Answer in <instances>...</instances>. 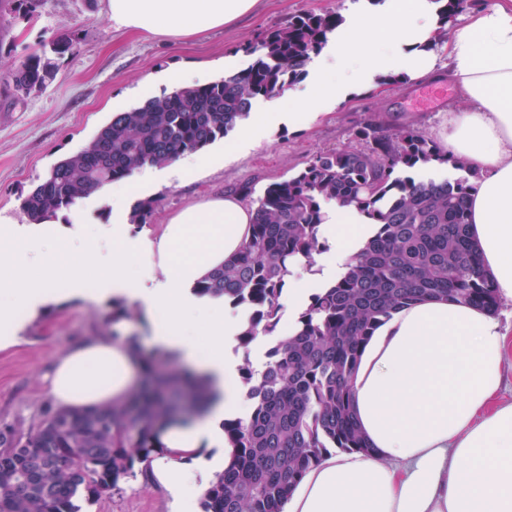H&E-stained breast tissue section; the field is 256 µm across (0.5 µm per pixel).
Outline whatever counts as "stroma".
I'll return each mask as SVG.
<instances>
[{
  "label": "stroma",
  "instance_id": "stroma-1",
  "mask_svg": "<svg viewBox=\"0 0 512 512\" xmlns=\"http://www.w3.org/2000/svg\"><path fill=\"white\" fill-rule=\"evenodd\" d=\"M354 2L262 0L255 13L235 24L178 39L115 30L103 11V0H48L34 23L8 16L0 28V214L17 224L27 223L23 198L58 160L82 150L111 120L113 99L125 98L130 106H137L132 92L145 78L204 67L213 79H220L226 73L225 60H233L238 71L253 62L252 49L270 28L303 11H335L347 18ZM59 38L73 40L74 50L55 59V75L47 89L18 94L10 78L12 66L40 42ZM420 87L417 81H382L375 90L331 109L310 126L272 128L246 150L192 177L147 185L138 194L139 199L154 202L146 230L158 234L185 206L206 196L238 193L244 186L251 190L246 204L256 206L270 183L295 175L316 156L356 146L354 130L374 119L393 129L417 128L435 145H442L448 114L462 108L463 102L453 90L435 108L418 107L414 97ZM86 204L98 221L82 225L68 251L78 259L86 249H93L94 268L86 274L93 280L99 270L112 265L111 204L103 195L89 196ZM123 309L120 303L52 305L30 322L16 345L1 349L0 426L19 423L36 428L55 408L45 377L59 355L82 338L110 332L113 315ZM86 512H176V506L142 463Z\"/></svg>",
  "mask_w": 512,
  "mask_h": 512
}]
</instances>
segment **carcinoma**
Masks as SVG:
<instances>
[{"instance_id":"cac0c4a2","label":"carcinoma","mask_w":512,"mask_h":512,"mask_svg":"<svg viewBox=\"0 0 512 512\" xmlns=\"http://www.w3.org/2000/svg\"><path fill=\"white\" fill-rule=\"evenodd\" d=\"M27 20L47 0H14ZM343 22L336 11L303 12L267 32L247 68L211 83L156 97L112 115L88 146L58 161L22 201L35 224L78 198L145 165H163L224 137L251 112L305 74ZM73 42L41 43L11 77L25 94L54 77L50 55ZM363 150L315 158L302 171L270 184L258 199L251 234L237 255L198 282L199 292L231 296L251 310L243 347L279 323L288 260L324 247L322 203L339 200L376 219V237L334 284L314 295L294 335L268 353L260 378L250 364L241 381L251 401L247 419L224 422L233 453L200 497V512H284L304 476L329 449L369 454L352 408L350 382L365 343L395 312L424 298L498 308L469 234L467 178L415 182L413 169L442 153L420 131H393L372 120L356 132ZM204 398L196 377L177 368L134 390L120 405L93 412L56 410L37 429L0 428V512H81L110 493L159 448L165 421L196 410Z\"/></svg>"}]
</instances>
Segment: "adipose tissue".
<instances>
[{
  "label": "adipose tissue",
  "mask_w": 512,
  "mask_h": 512,
  "mask_svg": "<svg viewBox=\"0 0 512 512\" xmlns=\"http://www.w3.org/2000/svg\"><path fill=\"white\" fill-rule=\"evenodd\" d=\"M259 0H104L113 28L159 37L221 29L253 13ZM442 27L432 0H379L337 29L334 50L313 58L307 90H286L260 121L244 123L227 147L234 154L275 126H307L383 78L437 77L432 46ZM443 50L462 110L449 113L444 141L480 180L470 198V232L499 297L512 300V0L473 10ZM193 153L177 168L142 167L106 187L112 198V270L94 288L75 275L55 286L52 265L26 270L13 244L0 243V349L26 329L12 303L30 314L70 299L124 300L151 326L159 348L204 374L210 401L193 421L164 426L151 475L169 490L177 512H192L197 489L228 467L225 421L249 412L234 347L246 312L196 284L249 237L255 211L224 195L180 210L156 240L132 233L130 192L160 179L192 175L219 163ZM378 230L356 207L330 203L320 234L327 250L290 264L288 309L301 315L317 282L339 277ZM157 257L155 279L141 265ZM512 344L495 313L430 299L395 313L366 345L352 380L357 422L370 454L324 459L303 478L286 512H512V402L499 399ZM141 367L125 337L98 336L68 347L49 379L60 409L97 410L127 399Z\"/></svg>",
  "instance_id": "obj_1"
}]
</instances>
